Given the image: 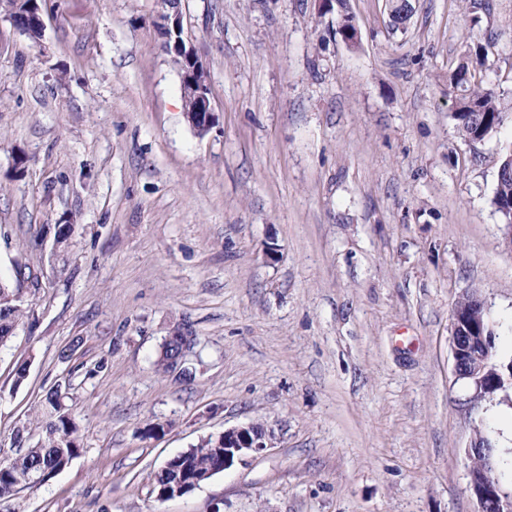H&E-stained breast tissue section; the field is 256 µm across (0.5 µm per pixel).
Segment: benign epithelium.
<instances>
[{"label": "benign epithelium", "mask_w": 512, "mask_h": 512, "mask_svg": "<svg viewBox=\"0 0 512 512\" xmlns=\"http://www.w3.org/2000/svg\"><path fill=\"white\" fill-rule=\"evenodd\" d=\"M181 0H157V26L164 37V47L183 56L192 63L190 74L182 79L185 118L200 137L214 125V112L210 99L208 75L192 47L183 38ZM8 17L23 34L36 40L42 36L44 23L38 0H29L22 12H11ZM475 309L462 311L454 308L452 318V355L458 377L469 380L474 387L473 399L494 395L502 389V381L489 380L494 372L489 337L485 336L483 318L487 308L477 295L465 294ZM166 340L176 345L180 353L173 359L172 370L180 371L198 345V336L185 326L171 330ZM224 443V468L242 461L248 455L260 454L271 447V435L260 423H248L224 430L219 434ZM470 489L478 504L477 512H512V497L501 493L490 474L476 472L469 466Z\"/></svg>", "instance_id": "benign-epithelium-1"}]
</instances>
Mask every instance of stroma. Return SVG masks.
I'll list each match as a JSON object with an SVG mask.
<instances>
[{"label":"stroma","mask_w":512,"mask_h":512,"mask_svg":"<svg viewBox=\"0 0 512 512\" xmlns=\"http://www.w3.org/2000/svg\"><path fill=\"white\" fill-rule=\"evenodd\" d=\"M488 2L411 0L396 31L386 0H348L351 46L316 0H181L215 112L202 137L156 0H42L37 41L0 10V279L23 309L0 448L58 387L84 443L0 512H476L478 431L512 495V393L471 406L451 351L474 291L512 361L492 204L512 123L466 142L448 94L475 40L512 98V0ZM180 324L190 379L155 365ZM249 422L271 448L157 500L169 458Z\"/></svg>","instance_id":"1"}]
</instances>
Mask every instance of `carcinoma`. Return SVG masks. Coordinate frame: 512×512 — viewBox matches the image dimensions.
<instances>
[{
    "label": "carcinoma",
    "mask_w": 512,
    "mask_h": 512,
    "mask_svg": "<svg viewBox=\"0 0 512 512\" xmlns=\"http://www.w3.org/2000/svg\"><path fill=\"white\" fill-rule=\"evenodd\" d=\"M391 17L400 23L410 20L411 0H388ZM488 57L482 44L469 47L465 57L448 71V95L455 103L454 119L462 139L474 143L490 138L509 120L512 122V103H505L494 89L477 79V73L487 66ZM502 173L497 178L492 203L500 208L512 202V154L500 161ZM22 308L19 293L3 284L0 286V346L13 335ZM41 434L37 442L26 445L30 432L27 427L17 430L13 447L16 464L8 471H0V500L10 499L25 489L39 484L37 475L48 481L65 469L83 450L76 416L65 403V394L58 388L50 391L40 411ZM224 464V449L217 447V439L209 437L186 453L174 456L154 476L153 492L159 500L177 483H183L204 469L219 468Z\"/></svg>",
    "instance_id": "carcinoma-1"
}]
</instances>
